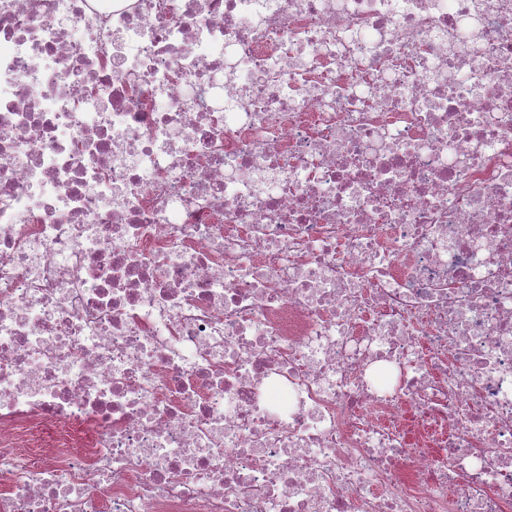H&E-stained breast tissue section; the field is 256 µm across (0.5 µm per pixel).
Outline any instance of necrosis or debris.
I'll return each mask as SVG.
<instances>
[{
    "instance_id": "necrosis-or-debris-1",
    "label": "necrosis or debris",
    "mask_w": 512,
    "mask_h": 512,
    "mask_svg": "<svg viewBox=\"0 0 512 512\" xmlns=\"http://www.w3.org/2000/svg\"><path fill=\"white\" fill-rule=\"evenodd\" d=\"M0 512H512V0H0Z\"/></svg>"
}]
</instances>
